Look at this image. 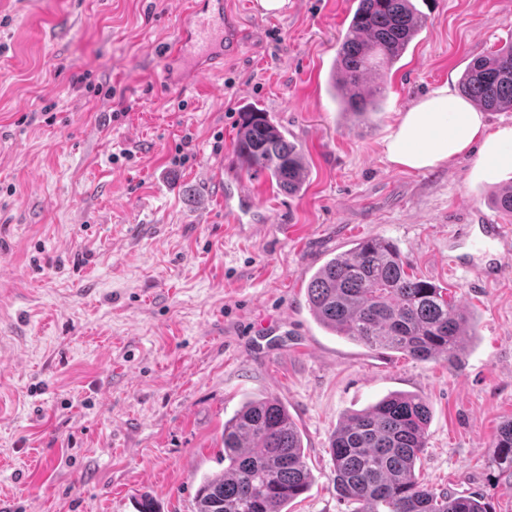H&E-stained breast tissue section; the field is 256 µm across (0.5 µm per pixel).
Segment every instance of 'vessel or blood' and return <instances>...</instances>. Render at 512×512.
I'll list each match as a JSON object with an SVG mask.
<instances>
[{"mask_svg":"<svg viewBox=\"0 0 512 512\" xmlns=\"http://www.w3.org/2000/svg\"><path fill=\"white\" fill-rule=\"evenodd\" d=\"M237 40L226 0H186L180 28L164 48L167 87L186 89L199 84L204 75L218 70ZM457 237L471 242L474 250L487 252L495 245L512 243V226L463 224Z\"/></svg>","mask_w":512,"mask_h":512,"instance_id":"1","label":"vessel or blood"}]
</instances>
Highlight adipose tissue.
<instances>
[{"instance_id": "adipose-tissue-1", "label": "adipose tissue", "mask_w": 512, "mask_h": 512, "mask_svg": "<svg viewBox=\"0 0 512 512\" xmlns=\"http://www.w3.org/2000/svg\"><path fill=\"white\" fill-rule=\"evenodd\" d=\"M476 142L489 165L512 168V125L487 132L484 112L443 86L402 113L385 155L395 166L420 171L463 155Z\"/></svg>"}]
</instances>
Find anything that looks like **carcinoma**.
<instances>
[{
  "instance_id": "cac0c4a2",
  "label": "carcinoma",
  "mask_w": 512,
  "mask_h": 512,
  "mask_svg": "<svg viewBox=\"0 0 512 512\" xmlns=\"http://www.w3.org/2000/svg\"><path fill=\"white\" fill-rule=\"evenodd\" d=\"M356 2L330 83L340 112L360 122L379 111L382 98L381 86L365 87L364 78L392 69L426 17L412 0ZM459 89L486 111H512V43L473 58ZM233 162L266 175L280 192L306 191L301 150L257 107L242 112ZM307 302L329 333L418 361L454 366L475 336L470 315L448 289L410 271L397 248L380 237L327 260L309 278ZM430 417L422 396L393 393L339 423L331 441L334 482L353 512H487L479 497L438 492L415 478ZM223 458L224 471L201 479L194 512H288L311 483L301 431L272 396L244 401L224 422ZM491 458L512 472V419L499 427Z\"/></svg>"
}]
</instances>
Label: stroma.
<instances>
[{"mask_svg": "<svg viewBox=\"0 0 512 512\" xmlns=\"http://www.w3.org/2000/svg\"><path fill=\"white\" fill-rule=\"evenodd\" d=\"M242 32L224 69L153 94L180 0H0V512H193L223 471L224 423L273 396L312 474L290 512H351L334 485L338 424L389 393L431 409L418 479L512 512L491 442L512 419V253L477 284L460 224H508L479 150L412 171L384 141L472 58L512 41V0H414L426 25L384 79L369 124L341 116L329 76L352 0H230ZM301 149L291 197L232 162L245 106ZM367 237L475 320L460 365L327 333L309 276Z\"/></svg>", "mask_w": 512, "mask_h": 512, "instance_id": "obj_1", "label": "stroma"}]
</instances>
